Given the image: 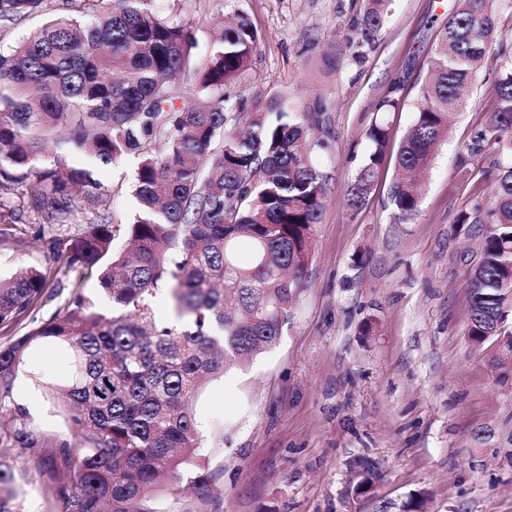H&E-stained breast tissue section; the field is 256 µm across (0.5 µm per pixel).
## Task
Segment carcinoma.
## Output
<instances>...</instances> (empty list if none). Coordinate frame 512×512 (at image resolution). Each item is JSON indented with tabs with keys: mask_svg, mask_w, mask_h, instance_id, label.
Here are the masks:
<instances>
[{
	"mask_svg": "<svg viewBox=\"0 0 512 512\" xmlns=\"http://www.w3.org/2000/svg\"><path fill=\"white\" fill-rule=\"evenodd\" d=\"M156 0H0V24L50 13L14 46L0 49V193L26 184L48 222L92 215L68 249L67 267L95 275L107 315L71 290L66 312L0 346V386L9 390L28 348L50 342L65 352L69 376L52 391L68 435L50 438L17 406L0 410V441L53 448L60 512H155L156 494L192 476L200 445L195 399L210 379L274 346L306 285L314 233L327 196L315 156L327 148L331 118L323 95L293 107L273 93L231 97L258 42L247 16L221 21L199 46L186 8ZM391 0H370L354 33L369 40ZM440 27L439 49L420 88L416 112L396 156L388 192L395 222L419 214L422 169L467 107L462 90L485 57L501 58L487 123L471 153L494 141L512 152V56L497 40L493 0H457ZM88 163L57 160L39 168L60 130ZM370 149L346 190L360 209L386 161L389 130L366 132ZM134 155L136 207L125 218L97 171ZM479 241L469 288L467 335L512 352L502 289H512V162L498 169L488 201L457 219ZM122 237L125 245L114 248ZM250 246L247 259L237 246ZM167 296L177 324H156L150 298ZM47 273L17 270L0 282V329L55 297ZM375 464L356 473L353 493L373 497ZM14 461L0 455V512H22Z\"/></svg>",
	"mask_w": 512,
	"mask_h": 512,
	"instance_id": "cac0c4a2",
	"label": "carcinoma"
}]
</instances>
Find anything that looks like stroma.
<instances>
[{
  "instance_id": "35a3bbf8",
  "label": "stroma",
  "mask_w": 512,
  "mask_h": 512,
  "mask_svg": "<svg viewBox=\"0 0 512 512\" xmlns=\"http://www.w3.org/2000/svg\"><path fill=\"white\" fill-rule=\"evenodd\" d=\"M456 0H391L371 40L351 28L368 0H199L192 15L200 42L221 16L246 12L259 42L233 95L285 90L300 103L325 95L331 148L317 166L329 179L314 240L308 286L297 297L273 347L207 383L196 401L202 446L197 465L205 488L180 483L156 497L157 512H376L427 493L425 512H512V366L492 368L493 342L467 335L471 266L476 245L458 215L486 201L487 181L512 161L496 144L468 152L492 106L500 61L489 55L469 104L425 172L420 212L394 223L387 165L361 209L345 191L369 148L375 120L398 147L421 104L418 89L436 48V32ZM336 53L335 69L323 58ZM399 107L382 111L390 95ZM133 157L101 175L115 210L131 212ZM0 203L21 212L0 235V277L35 266L65 286L81 283L96 298L94 277L69 269L64 253L86 231L83 220L52 224L18 190ZM67 359L31 347L5 405L35 400L29 422L45 435H66L50 392L31 376L56 380ZM22 475L24 512H55L57 484L48 454L11 451ZM367 458L378 474L375 496L348 493L351 466Z\"/></svg>"
}]
</instances>
